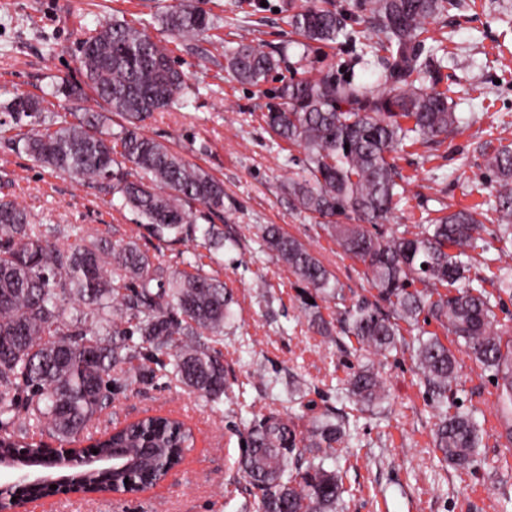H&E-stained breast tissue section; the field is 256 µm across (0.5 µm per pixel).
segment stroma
<instances>
[{"mask_svg": "<svg viewBox=\"0 0 512 512\" xmlns=\"http://www.w3.org/2000/svg\"><path fill=\"white\" fill-rule=\"evenodd\" d=\"M170 0H0V104L23 93L44 97L54 78L84 80L80 43L86 32L112 16L152 23ZM289 0H207L217 21L209 38L176 43L173 56L190 88L185 100L145 123L158 139L224 184V210L236 244L209 254L203 239L161 242L149 237L129 209L112 206L108 187L56 174L18 150L11 124L0 126V199L12 200L45 224H56L58 245L71 244L68 228L81 224L115 240L136 236L142 249L176 267L208 259L205 272H218L232 288L235 318L224 329V366L241 390L238 399L206 403L187 389L136 382L116 388L112 404L92 421L97 435L149 414H171L193 427L196 442L182 467L157 488L125 495L49 496L39 512H257L234 462L256 414L292 415L298 433L330 412L344 416L348 437L326 467L339 470L346 491L343 512H512V447L500 438L497 388L437 322L426 324L452 347L461 365L460 408L486 421L491 433L473 465H448L433 444L437 410L410 353L375 356L339 333L322 336L307 328L306 287L261 240V228L281 232L310 248L335 276L345 296L369 294L363 266L346 255L323 227L289 200L285 186L297 173L300 148L274 138L261 119L262 107L278 95L293 73L356 74L351 69L361 43L338 40L302 51L290 44L285 17ZM512 0H461L460 9L430 21L429 36L451 34L448 56L432 81L450 90L460 130L440 142L400 152L398 165L411 177L408 201L394 223L422 224L452 204L466 208L492 200L494 184L476 152L487 133L512 143V74L502 71L500 52H512L503 38L501 12ZM242 40L284 48L280 66L261 87L240 83L224 69V50ZM482 183V193L470 187ZM268 279L258 295L253 285ZM378 369L387 403L355 406L343 381L352 368Z\"/></svg>", "mask_w": 512, "mask_h": 512, "instance_id": "1", "label": "stroma"}]
</instances>
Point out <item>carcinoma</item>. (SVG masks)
I'll use <instances>...</instances> for the list:
<instances>
[{"mask_svg":"<svg viewBox=\"0 0 512 512\" xmlns=\"http://www.w3.org/2000/svg\"><path fill=\"white\" fill-rule=\"evenodd\" d=\"M461 6V0H365L361 22L375 44L354 64L378 73L383 88L333 75L289 78L279 101L265 104L264 122L273 135L303 150V165L288 182L297 209L320 220L344 253L361 262L377 291L359 295L337 310L336 322L315 312L309 326L322 336L333 324L360 349L386 356L408 350L421 380L437 403L434 448L451 465L466 469L477 459L488 431L474 413L448 411V393L459 379L454 353L436 336H424L419 317L433 319L463 341L471 358L497 382V412L512 443V342L503 341L495 308L512 295V148L489 137L479 145L495 182L494 202L482 210H453L418 231L372 232L387 223L406 198L410 177L396 154L408 144H426L456 133L458 119L448 92L420 83L430 72L433 49L426 47L425 25ZM171 39H203L214 28L199 0H176L156 18ZM286 24L307 50L330 46L344 37L354 42L334 0L288 4ZM150 24L114 18L82 42L85 85L61 83L50 95L80 98L92 90L106 112L119 117V130L105 112H68L44 106L46 99L19 95L7 105L14 125L27 128L14 141L38 166L88 182H108L121 207L137 214L159 241L202 236L218 250L236 239L210 224L203 227L188 209L202 205L209 216L224 213V186L190 165L164 143L146 136L143 123L179 103L187 89L170 49L149 31ZM279 67V59L253 42H238L224 52V68L243 83L258 87ZM356 216V224L336 217ZM499 226L504 243L497 262L496 292L486 279L466 276L471 252L484 242V224ZM59 229L42 224L26 209L0 200V454L19 448L43 452L34 433L48 427L60 440L74 442L111 402L108 386L126 375L123 366L139 361V381L157 377L218 405L234 393L215 345L234 319L233 289L203 272L170 271L132 238L113 241L83 225L70 226L74 243H54ZM266 247L322 300L344 301L342 289L320 259L276 226L263 231ZM421 287H414L415 283ZM458 287L456 293L449 289ZM448 292L441 293L439 289ZM76 301L83 318L63 319ZM418 330L414 343H402L399 322ZM350 398L362 407L385 402L386 389L374 368L352 369L345 380ZM346 436L343 423L327 415L317 420L307 447L319 461L303 458L295 426L276 413L254 421L238 471L258 495V512H339L342 479L324 461ZM194 437L184 422L166 415L146 416L95 440L97 453L121 448L111 477L72 467L89 486L115 479L155 485L180 465Z\"/></svg>","mask_w":512,"mask_h":512,"instance_id":"1","label":"carcinoma"}]
</instances>
